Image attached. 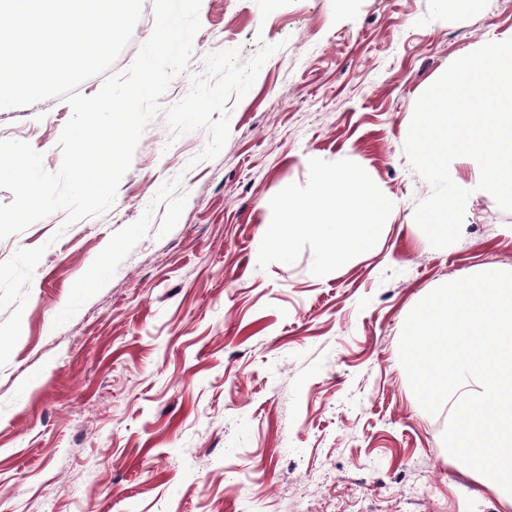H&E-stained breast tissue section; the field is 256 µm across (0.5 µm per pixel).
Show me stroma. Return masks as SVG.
I'll return each instance as SVG.
<instances>
[{
	"label": "stroma",
	"instance_id": "stroma-1",
	"mask_svg": "<svg viewBox=\"0 0 512 512\" xmlns=\"http://www.w3.org/2000/svg\"><path fill=\"white\" fill-rule=\"evenodd\" d=\"M199 17L113 206L0 240V261L46 248L0 368V512H505L445 450L399 339L436 287L512 268V212L479 166L453 160L470 196L436 249L404 153L417 99L512 35V0H201ZM52 104L0 110V139L54 172L72 109ZM313 158L362 166L392 216L326 276L308 250L259 267L269 202Z\"/></svg>",
	"mask_w": 512,
	"mask_h": 512
}]
</instances>
